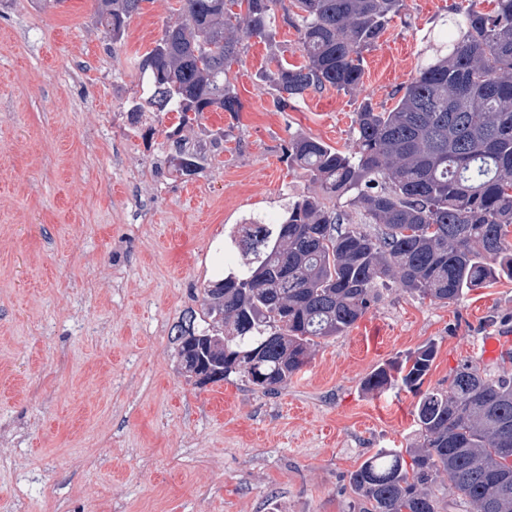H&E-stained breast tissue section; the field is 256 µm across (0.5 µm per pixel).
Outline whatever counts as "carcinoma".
<instances>
[{
    "mask_svg": "<svg viewBox=\"0 0 512 512\" xmlns=\"http://www.w3.org/2000/svg\"><path fill=\"white\" fill-rule=\"evenodd\" d=\"M141 2L98 0L112 40ZM278 7L299 34V65L277 55ZM402 9L403 0H182V21L139 62L150 95L132 114L146 105L176 113L163 161L198 176L224 153V129L203 127L204 114L240 111L229 73L251 39L270 47L261 78L279 103L327 88L355 95L364 54ZM396 94L389 110L362 100L348 151L290 139L288 166L320 193L297 196L266 224L240 225L235 264L203 289L200 310L186 309L169 329L186 378L206 385L234 375L275 394L389 283L449 303L512 280V0L463 21L449 6L432 53ZM195 128L205 136L197 145L186 135ZM349 207L360 223L349 222ZM436 355L428 342L363 379L369 393L397 386L418 396L421 441L379 448L349 475L360 512H439L430 487L445 479L469 512H512V352L496 375L466 360L448 387L424 391Z\"/></svg>",
    "mask_w": 512,
    "mask_h": 512,
    "instance_id": "carcinoma-1",
    "label": "carcinoma"
}]
</instances>
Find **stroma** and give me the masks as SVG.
Here are the masks:
<instances>
[{"instance_id": "obj_1", "label": "stroma", "mask_w": 512, "mask_h": 512, "mask_svg": "<svg viewBox=\"0 0 512 512\" xmlns=\"http://www.w3.org/2000/svg\"><path fill=\"white\" fill-rule=\"evenodd\" d=\"M450 2L404 0L365 55L363 96L393 106ZM179 7L143 0L115 43L96 0H0V512H359L350 473L419 442L416 396L363 378L428 342L426 387L467 359L497 372L482 345L507 335L512 351V281L448 304L382 289L275 394L187 382L170 326L199 308L243 219L317 192L288 169L291 137L347 150L360 98L277 105L250 40L230 72L241 111L204 119L226 134L223 161L185 180L162 162L174 115L128 117L138 60Z\"/></svg>"}]
</instances>
